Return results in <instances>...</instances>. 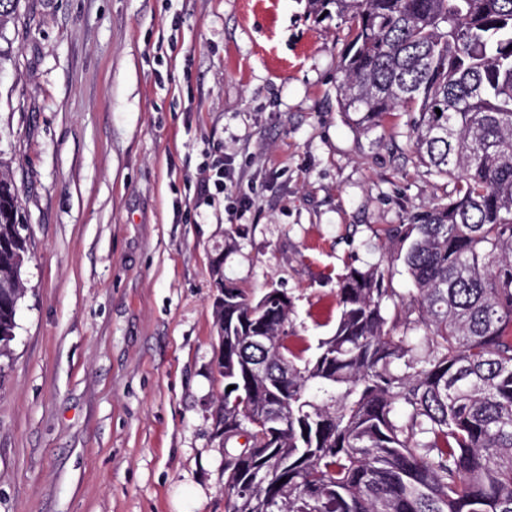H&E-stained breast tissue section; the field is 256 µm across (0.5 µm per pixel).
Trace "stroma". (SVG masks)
Segmentation results:
<instances>
[{"mask_svg":"<svg viewBox=\"0 0 512 512\" xmlns=\"http://www.w3.org/2000/svg\"><path fill=\"white\" fill-rule=\"evenodd\" d=\"M347 23L309 0H18L0 28V164L29 239L0 373V512H225L211 265L292 300L312 355L347 267L397 257L448 181L411 116L338 103ZM232 185L197 206L207 154Z\"/></svg>","mask_w":512,"mask_h":512,"instance_id":"35a3bbf8","label":"stroma"}]
</instances>
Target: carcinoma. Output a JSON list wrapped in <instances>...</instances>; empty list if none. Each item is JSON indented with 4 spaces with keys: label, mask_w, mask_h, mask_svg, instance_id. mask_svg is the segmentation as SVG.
<instances>
[{
    "label": "carcinoma",
    "mask_w": 512,
    "mask_h": 512,
    "mask_svg": "<svg viewBox=\"0 0 512 512\" xmlns=\"http://www.w3.org/2000/svg\"><path fill=\"white\" fill-rule=\"evenodd\" d=\"M311 2L350 23L338 104L352 125L417 113L412 152L452 189L401 234L414 291L378 264L350 269L311 358L275 290L228 286L226 512H512V0ZM28 258L0 166V358ZM406 304L418 319L401 328Z\"/></svg>",
    "instance_id": "1"
}]
</instances>
